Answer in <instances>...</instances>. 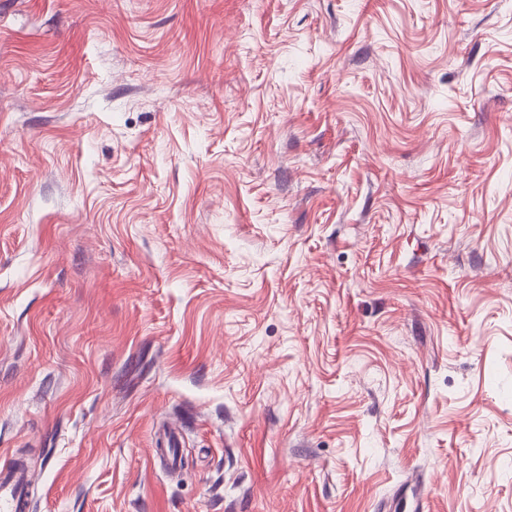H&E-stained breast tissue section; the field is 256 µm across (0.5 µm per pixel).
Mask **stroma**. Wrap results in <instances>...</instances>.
Wrapping results in <instances>:
<instances>
[{
	"label": "stroma",
	"instance_id": "1",
	"mask_svg": "<svg viewBox=\"0 0 512 512\" xmlns=\"http://www.w3.org/2000/svg\"><path fill=\"white\" fill-rule=\"evenodd\" d=\"M26 512H512V0H0V466Z\"/></svg>",
	"mask_w": 512,
	"mask_h": 512
}]
</instances>
